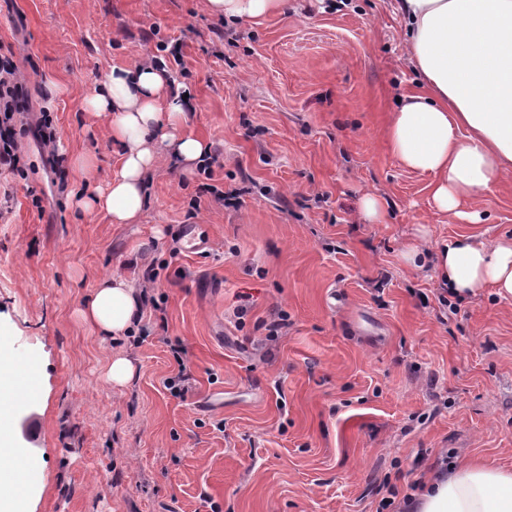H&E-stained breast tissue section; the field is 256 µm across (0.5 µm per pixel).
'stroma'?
Masks as SVG:
<instances>
[{"mask_svg":"<svg viewBox=\"0 0 512 512\" xmlns=\"http://www.w3.org/2000/svg\"><path fill=\"white\" fill-rule=\"evenodd\" d=\"M401 30L396 0H287L258 24L206 0H0L23 119L49 109L57 132L55 153L27 140L22 175H0V433L29 459L0 483L10 512H377L449 460L512 469V300L443 306L434 268L402 258L512 236V179L460 224L386 151L414 78ZM174 44L211 174L161 157L138 223L75 210L119 168L87 98ZM108 275L147 293L143 343L80 321ZM275 310L288 326L270 341ZM176 345L195 377L182 399L163 386ZM117 351L136 368L121 388L102 375Z\"/></svg>","mask_w":512,"mask_h":512,"instance_id":"35a3bbf8","label":"stroma"}]
</instances>
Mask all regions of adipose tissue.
Wrapping results in <instances>:
<instances>
[{
    "label": "adipose tissue",
    "mask_w": 512,
    "mask_h": 512,
    "mask_svg": "<svg viewBox=\"0 0 512 512\" xmlns=\"http://www.w3.org/2000/svg\"><path fill=\"white\" fill-rule=\"evenodd\" d=\"M285 0H207L214 15L260 21ZM403 37L418 82L402 95L386 137L390 153L412 171L430 175L435 208L450 221L477 223V202L512 174V0H398ZM86 105L107 115L118 148V172L92 193L76 195L82 212L102 211L116 224L137 223L146 177L159 153L174 165L201 164L209 151L184 135L188 99L165 71L140 63L112 69ZM409 265L428 263L458 299L493 288L512 299V238L461 236L435 248L404 252ZM145 298L126 278H103L80 310L104 340L135 331ZM416 512H512V471L464 462L432 479Z\"/></svg>",
    "instance_id": "1"
}]
</instances>
